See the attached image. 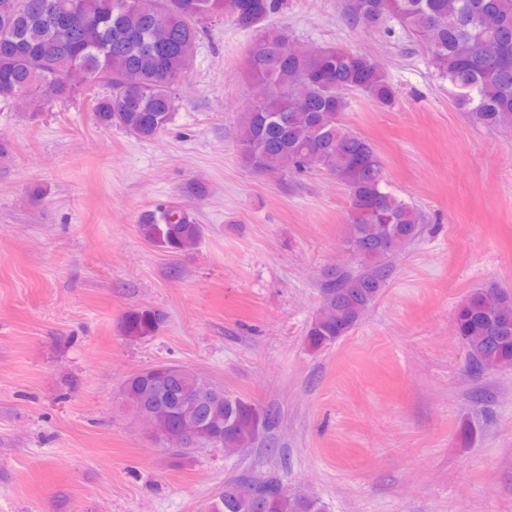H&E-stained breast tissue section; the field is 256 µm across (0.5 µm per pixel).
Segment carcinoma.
Returning <instances> with one entry per match:
<instances>
[{
    "instance_id": "carcinoma-1",
    "label": "carcinoma",
    "mask_w": 512,
    "mask_h": 512,
    "mask_svg": "<svg viewBox=\"0 0 512 512\" xmlns=\"http://www.w3.org/2000/svg\"><path fill=\"white\" fill-rule=\"evenodd\" d=\"M280 6L281 0H0V103L22 94L35 118L52 100L82 95L99 124L153 140L177 109V84L193 69L203 21L226 18L253 32L246 75L273 92L241 113L237 140L244 163L267 173L324 169L349 194L347 245L357 270L325 274L323 307L334 316L320 314L308 329L309 345L318 349L346 335L376 302L391 260L420 236L424 217L386 191L376 148L341 123L354 93L380 108L394 104L384 70L334 45L289 54L288 31L266 25ZM345 8L367 30L392 19L421 41L470 122L512 127V0H346ZM91 75L108 94L94 92ZM138 229L145 241L171 253L201 237V226L178 206L149 212ZM160 321L149 309H134L125 314L123 329L126 337L141 339L153 335ZM455 327L478 371L512 366L511 293L475 289L458 305ZM204 381L177 366L166 381L170 399L154 406L144 401L155 385L149 372L129 377L121 394L141 422L157 411L177 427L188 411L174 397L200 390ZM253 411L250 402L215 388L204 411L209 438L202 445L250 447ZM255 491V498L221 492L208 512H322L317 501L285 493L275 478L255 484Z\"/></svg>"
}]
</instances>
